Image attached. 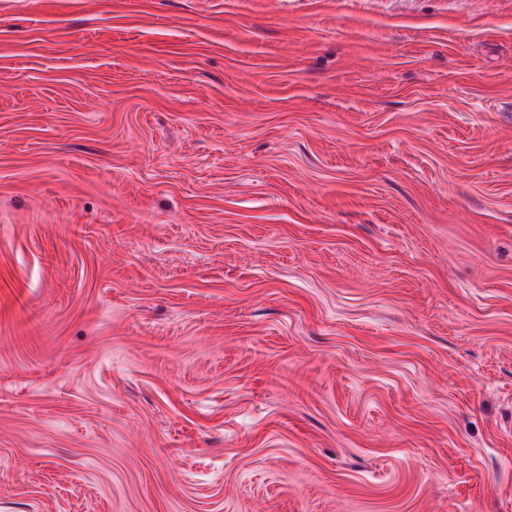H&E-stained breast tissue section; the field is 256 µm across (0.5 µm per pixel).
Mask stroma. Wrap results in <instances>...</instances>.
<instances>
[{
  "label": "stroma",
  "instance_id": "obj_1",
  "mask_svg": "<svg viewBox=\"0 0 512 512\" xmlns=\"http://www.w3.org/2000/svg\"><path fill=\"white\" fill-rule=\"evenodd\" d=\"M0 512H512V0H0Z\"/></svg>",
  "mask_w": 512,
  "mask_h": 512
}]
</instances>
